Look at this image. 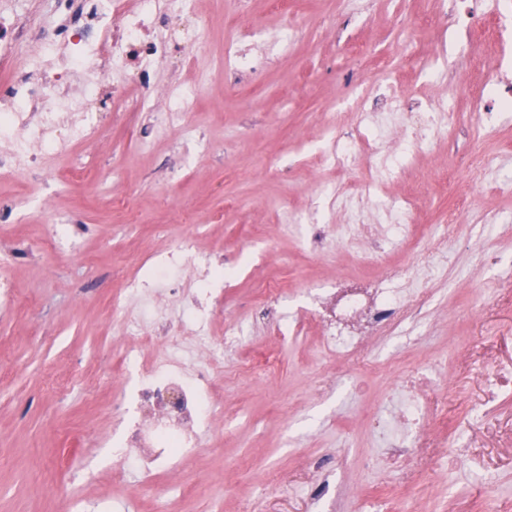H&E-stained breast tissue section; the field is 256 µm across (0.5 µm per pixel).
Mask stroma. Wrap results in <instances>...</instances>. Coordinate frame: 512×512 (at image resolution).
Segmentation results:
<instances>
[{"instance_id": "stroma-1", "label": "stroma", "mask_w": 512, "mask_h": 512, "mask_svg": "<svg viewBox=\"0 0 512 512\" xmlns=\"http://www.w3.org/2000/svg\"><path fill=\"white\" fill-rule=\"evenodd\" d=\"M468 3L478 33L441 61L468 79L452 91L419 66L441 37L460 36L439 27L433 0H199L212 18L206 42L193 57L177 52L156 63L151 79L202 82L197 113L208 151L148 118L140 131L149 148L139 151L118 134L122 122L104 88L92 105L113 128L88 150L106 160V173L89 188H57L55 226L33 206L40 184L0 177V199L15 205L0 217V242L54 231L73 241L49 261L23 254L0 265L21 298L0 316V512H65L52 493L57 485L109 512H156L152 490L111 449L80 448L71 438L105 436L115 426L110 382L129 337L100 316L119 286L114 260L170 248L190 232L202 252L223 254L238 271L224 285V317L211 335L228 321L244 333L213 369L211 400L224 414L205 428L202 448L178 459L167 512H512V114L490 123L468 109L512 42L502 47L483 33L493 0ZM290 27L301 31L297 42L274 50L257 42L250 73L225 82L215 63L225 37ZM395 70L409 94L447 100L450 115L437 143L384 188L391 198L421 189L413 221L423 233L377 254L366 237L343 240L347 215L319 196L325 184L357 181L373 159L357 153L345 173L322 164L328 137L320 115L335 112L337 129L350 126L363 94ZM478 147L488 156L481 172L470 165ZM451 179L473 180L475 196L452 233L430 236ZM308 212L325 227L315 251L307 226L284 227L289 215ZM432 252L440 261L422 265ZM90 264L102 279L85 304L73 305ZM410 266L427 295L421 319L371 339L357 363L324 354L317 323L284 341L257 319L265 284L279 283L292 311L337 283L396 284ZM255 351L278 355L276 376L227 380ZM411 372L434 381L436 410L422 422L425 447L383 472L368 420L378 410L395 414L385 399ZM94 387L98 397L86 399ZM332 449L344 457L335 494L310 503L315 464Z\"/></svg>"}]
</instances>
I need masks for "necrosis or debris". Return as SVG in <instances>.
<instances>
[{
  "instance_id": "necrosis-or-debris-1",
  "label": "necrosis or debris",
  "mask_w": 512,
  "mask_h": 512,
  "mask_svg": "<svg viewBox=\"0 0 512 512\" xmlns=\"http://www.w3.org/2000/svg\"><path fill=\"white\" fill-rule=\"evenodd\" d=\"M52 22L29 34L16 10H0V175L53 182L44 160L50 155H73L74 180L91 182L92 163L82 161L84 148L99 133L96 113L88 101L93 91L113 88L112 109L138 119L154 115L155 125L194 128V104L202 93L192 82L160 92L151 82L150 68L171 57L175 47L193 53L211 27V19L196 0H51ZM409 101L393 80L377 86L367 99L371 116L381 122H404L403 144L395 159L383 158L350 192L352 210L363 200L378 201L379 214L393 224L395 235H411L410 215L415 199L383 198L381 190L399 168L422 152L441 130L446 104L417 101L416 112L403 114ZM373 142L360 132L337 136L324 160L337 171H349L356 151H372ZM153 268L151 280L139 270ZM223 260L201 257L196 236H187L166 252L139 255L131 272L122 274L119 291L109 294L105 312L121 321L130 341L122 353L121 396L112 406L117 420L122 457L143 482L154 483L181 454L201 447L203 430L221 408L210 402L211 366L223 359L224 349L239 345L238 325L229 323L220 338L208 334L217 314V298L203 290L182 289L187 309L179 318L153 313L152 286L177 271L198 280L222 270ZM280 288L264 291L262 319L281 326L283 335L298 332L312 319L323 328L326 352L354 359L366 347L365 332L389 331L413 308L404 306L395 291L375 282L361 288H340L331 310L299 309L285 316ZM422 418V403L409 400L397 420L374 417L370 426L385 449L413 447Z\"/></svg>"
}]
</instances>
